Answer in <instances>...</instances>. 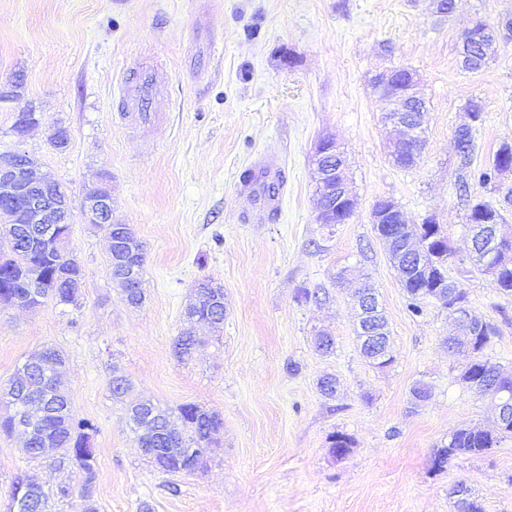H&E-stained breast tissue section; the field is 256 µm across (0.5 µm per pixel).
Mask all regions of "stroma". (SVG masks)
I'll list each match as a JSON object with an SVG mask.
<instances>
[{"label": "stroma", "mask_w": 512, "mask_h": 512, "mask_svg": "<svg viewBox=\"0 0 512 512\" xmlns=\"http://www.w3.org/2000/svg\"><path fill=\"white\" fill-rule=\"evenodd\" d=\"M507 17L512 0H455L445 17L434 0H0V83L22 82L19 99L0 103V154L35 156L65 188L84 274L77 305H0V384L43 347L62 350L72 413L95 427L98 470L92 501L59 497L80 472L28 461L22 435H0V512L18 477L44 487L52 512H455L461 480L484 512H512V439L434 463L450 431L493 428L490 403L458 380L468 358L448 348L447 310L408 311L371 222L382 200L410 224L434 216L472 315L499 329L486 358L511 374L512 298L470 261L455 146L472 101L483 107L474 167L512 141V41L481 70L459 65L462 33ZM393 68L419 76L428 109L427 144L409 169L388 155L386 104L372 87ZM145 76L155 106L142 117L126 94ZM23 109L38 122L20 135ZM60 129L63 148L51 142ZM324 137L344 151L356 201L330 230L315 211ZM261 154L282 166L286 188L280 209L259 216L240 176ZM101 175L113 222L144 245L138 308L110 279L105 230L86 221L85 189ZM208 278L224 287L218 328L184 319ZM359 282L388 323L393 362L383 369L358 346ZM302 288L318 301L297 302ZM187 330L199 343L181 362L172 343ZM321 332L335 337L332 354L315 351ZM115 367L133 384L120 399L109 391ZM326 375L331 399L317 387ZM422 381L432 395L412 404ZM139 399L221 415L199 471L166 474L144 459L126 419ZM338 432L354 441L342 459L330 451Z\"/></svg>", "instance_id": "obj_1"}]
</instances>
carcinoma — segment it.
I'll list each match as a JSON object with an SVG mask.
<instances>
[{"label":"carcinoma","mask_w":512,"mask_h":512,"mask_svg":"<svg viewBox=\"0 0 512 512\" xmlns=\"http://www.w3.org/2000/svg\"><path fill=\"white\" fill-rule=\"evenodd\" d=\"M470 52L474 56L472 70L478 71L487 64L484 58V41L480 33H475ZM475 127L456 130L455 137L461 143L458 150L457 167L459 171L458 189L467 208L469 228H485L487 224L502 222L500 209L491 202L469 192L468 181L476 179L487 186L494 183L498 170L503 165L512 164V143L502 142L495 151L489 167L476 171L472 169ZM12 212L0 214V242L4 243L10 257L7 264L0 267V304L12 299L18 292L16 282H33L39 298L32 305H40L47 300L57 304H75L81 297L83 274L76 257L69 250L71 224H13ZM373 224H387L396 238L393 251H410V234L404 226L398 224L395 213L373 220ZM108 239L120 242L122 251L129 256L133 265L132 276L109 270L110 278L121 290L125 300L136 297V305L145 299L142 288L145 266V250L142 242L126 224H105ZM437 241L431 249L437 250L436 257L441 262L443 279L450 284L444 294L443 306L448 310L464 306L467 303L466 292L453 288L448 275L450 250L447 237L436 230ZM480 269L490 274L499 290L512 295V267L499 264L496 257L473 256ZM406 266H397L402 285L406 293L407 309L414 315L422 312L426 296L436 287L435 276L428 274L426 264H418V258L403 259ZM196 321L207 324L224 322V287L208 280L199 284L196 303H194ZM475 335L466 334L448 338L458 348L484 353L498 335V329L491 323H481L474 329ZM195 340L189 335L175 339L172 348L175 357L187 361L192 355ZM63 354L48 347L41 353L26 360L18 369L16 376L5 386L0 387V407H8L20 415L25 424L24 452L33 459L49 458L58 466L76 465L83 472L82 495L92 497L97 480V464L94 450L91 448V434L94 426L85 420H77L71 414V401L64 387V373L57 365L63 363ZM459 381L467 388L482 395L495 390L512 398V376L503 378L500 371L486 362L472 366L459 375ZM181 428H172L171 414L149 402L144 403L141 418L131 426L141 448H172L169 472L190 474L198 468L203 449L210 447L212 435L223 426L218 413L206 410L196 404L187 403L178 408ZM512 437V421L490 433L479 426L459 428L448 435V444L439 448L435 454V464L443 467L460 455H482L496 446L502 439ZM16 512H48V497L41 492L36 497L17 505Z\"/></svg>","instance_id":"1"}]
</instances>
